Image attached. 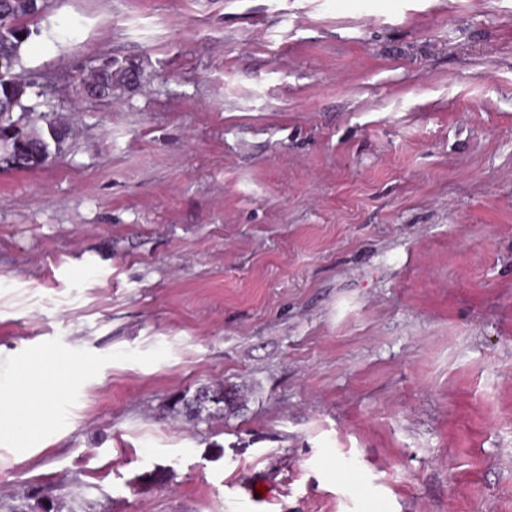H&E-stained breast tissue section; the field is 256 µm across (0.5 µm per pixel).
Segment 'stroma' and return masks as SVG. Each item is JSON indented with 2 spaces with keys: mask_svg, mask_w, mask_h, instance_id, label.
I'll list each match as a JSON object with an SVG mask.
<instances>
[{
  "mask_svg": "<svg viewBox=\"0 0 512 512\" xmlns=\"http://www.w3.org/2000/svg\"><path fill=\"white\" fill-rule=\"evenodd\" d=\"M27 26L28 103L71 132L0 170V386L45 353L76 377L0 444V512H512V0ZM203 386L236 404L194 426ZM83 88L94 95L107 97L112 88V60H106L90 71Z\"/></svg>",
  "mask_w": 512,
  "mask_h": 512,
  "instance_id": "obj_1",
  "label": "stroma"
}]
</instances>
